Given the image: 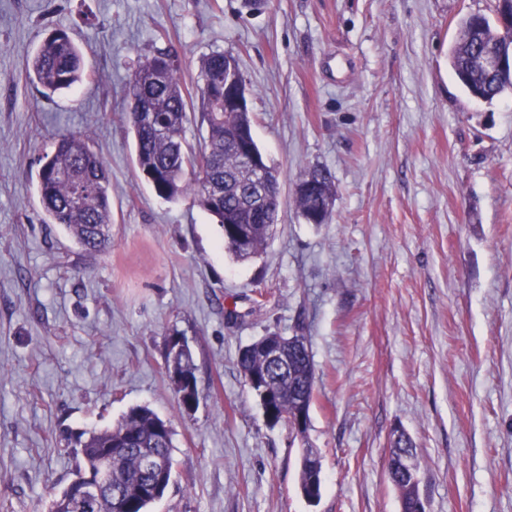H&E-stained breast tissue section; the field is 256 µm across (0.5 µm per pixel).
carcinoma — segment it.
Masks as SVG:
<instances>
[{
  "instance_id": "obj_1",
  "label": "carcinoma",
  "mask_w": 512,
  "mask_h": 512,
  "mask_svg": "<svg viewBox=\"0 0 512 512\" xmlns=\"http://www.w3.org/2000/svg\"><path fill=\"white\" fill-rule=\"evenodd\" d=\"M462 35L455 45L451 64L459 81L473 96L489 101L512 88V73H492L478 62L486 48L502 44L499 30L490 23L467 17ZM241 75L236 58L213 51L199 60L196 93L186 90L181 78L179 57L169 50H157L141 58L128 84L127 121L133 131L138 169L149 176L155 194L164 199L189 195L193 202L212 215L223 232L224 248L239 260L260 252L279 221V205L255 206L248 191L253 180L247 170L238 141L242 134L253 136L250 114L224 110V80ZM85 76L83 54L70 34L53 30L37 49L29 77L43 89L47 98L75 88ZM195 99L201 109L207 133L200 149H193L185 138L188 101ZM41 205L54 224H60L87 253L100 252L112 244V207L109 175L102 157L93 151L81 133L57 134L54 150L39 159ZM318 185V194L297 193L302 217L317 213L319 197L334 195L332 176L325 168L307 173ZM80 201H75L77 192ZM229 219L246 232L244 246L233 244ZM282 341L285 359L273 363L262 359V347ZM185 378L196 382L188 349L168 358ZM238 368L245 385L252 376L260 378L266 404L276 420L297 411L301 404L311 406L315 390V368L307 337L288 341L273 332L240 348ZM173 436L170 421L147 406L130 407L113 427L78 435L83 465L77 472L96 467L98 454L107 448L114 453L112 492L73 508L65 504L69 488H63L52 503L51 512H148L151 504L163 497L173 475ZM400 444L389 458L388 474L405 504L418 493L417 484L398 470ZM314 450L304 449L300 488L310 499L320 498L322 479L320 460H311ZM153 455L164 461L165 469L148 471L142 459ZM152 484L156 494L138 498L131 490Z\"/></svg>"
}]
</instances>
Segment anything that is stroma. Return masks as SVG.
I'll list each match as a JSON object with an SVG mask.
<instances>
[{
	"instance_id": "stroma-1",
	"label": "stroma",
	"mask_w": 512,
	"mask_h": 512,
	"mask_svg": "<svg viewBox=\"0 0 512 512\" xmlns=\"http://www.w3.org/2000/svg\"><path fill=\"white\" fill-rule=\"evenodd\" d=\"M496 0H0V512H49L79 433L146 405L175 430L173 479L151 512H400L387 473L402 429L427 512H512V90L472 98L450 65L461 21ZM86 77L45 98L26 77L51 30ZM170 49L186 85L232 54L258 146L280 174L279 223L257 258L213 218L155 195L135 165L127 82ZM87 134L110 176L112 246L90 255L47 223L38 158ZM328 169L325 224L295 203ZM200 403L179 412L171 332ZM307 336L306 433L268 425L240 347ZM304 452L300 471V488L304 490L308 499L316 498L318 500L322 487L321 462L319 457L315 461L310 459V456L315 453L310 446H306Z\"/></svg>"
}]
</instances>
